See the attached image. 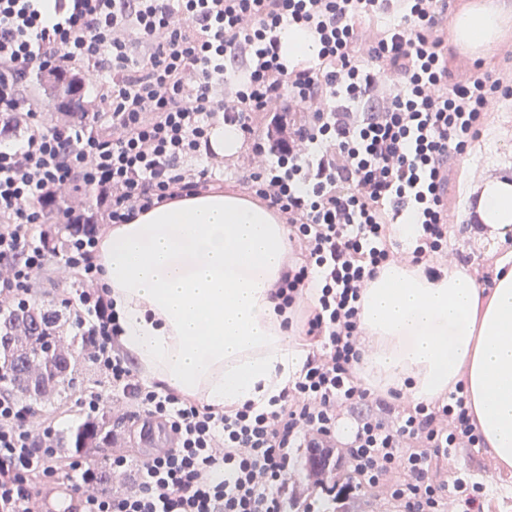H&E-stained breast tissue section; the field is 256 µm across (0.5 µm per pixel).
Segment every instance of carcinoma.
Listing matches in <instances>:
<instances>
[{
    "mask_svg": "<svg viewBox=\"0 0 512 512\" xmlns=\"http://www.w3.org/2000/svg\"><path fill=\"white\" fill-rule=\"evenodd\" d=\"M85 79H40L39 89L54 102L83 96ZM58 315L33 302L0 314V385L14 395L40 406L56 395L66 399L84 378L75 354L86 350L77 337L66 339L57 331ZM112 439V416L101 413L60 435L59 441L78 451L99 448Z\"/></svg>",
    "mask_w": 512,
    "mask_h": 512,
    "instance_id": "cac0c4a2",
    "label": "carcinoma"
}]
</instances>
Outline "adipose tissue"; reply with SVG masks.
Here are the masks:
<instances>
[{
    "label": "adipose tissue",
    "instance_id": "ef3b65f1",
    "mask_svg": "<svg viewBox=\"0 0 512 512\" xmlns=\"http://www.w3.org/2000/svg\"><path fill=\"white\" fill-rule=\"evenodd\" d=\"M502 27L499 8L472 0L453 18L451 42L480 56ZM465 193L489 237L512 232V179L487 174ZM288 248L278 215L232 191L110 225L99 260L141 374L224 412L279 396L307 356L275 310ZM497 265L488 288L459 270L432 280L404 263L384 267L362 297L359 371L417 402L462 387L496 467L512 469V251Z\"/></svg>",
    "mask_w": 512,
    "mask_h": 512
}]
</instances>
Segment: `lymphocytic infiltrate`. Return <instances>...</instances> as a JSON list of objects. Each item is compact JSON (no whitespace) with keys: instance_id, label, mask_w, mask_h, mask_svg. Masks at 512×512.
I'll use <instances>...</instances> for the list:
<instances>
[{"instance_id":"1","label":"lymphocytic infiltrate","mask_w":512,"mask_h":512,"mask_svg":"<svg viewBox=\"0 0 512 512\" xmlns=\"http://www.w3.org/2000/svg\"><path fill=\"white\" fill-rule=\"evenodd\" d=\"M0 0V118L25 113L29 135L0 150V308L28 305L51 255L46 206L81 230L61 259L87 315L76 326L100 370L174 441L144 460L129 491L96 495L85 469L76 512H285L296 449L347 464L357 487L398 512H482V488L466 471H444L456 449L484 444L462 391L411 406L375 392L357 372L361 299L394 262L439 274L466 256L448 252L452 164L478 138L512 74L451 82L438 34L448 0ZM393 11L399 23L368 39L360 18ZM314 36L317 54L290 64L281 33ZM146 48L132 54L134 45ZM82 67L101 78L109 121L59 126L23 94L33 74ZM270 113L267 132L253 118ZM253 141L244 190L284 218L292 256L275 295L301 315L309 346L293 387L268 406L216 412L136 380L119 352L122 328L97 261V223L138 214L220 186L191 163L216 119ZM91 193L87 207L62 201ZM414 222L408 250L394 225ZM0 391V512H34L36 493L63 482L52 428ZM354 418L347 438L338 430Z\"/></svg>"}]
</instances>
